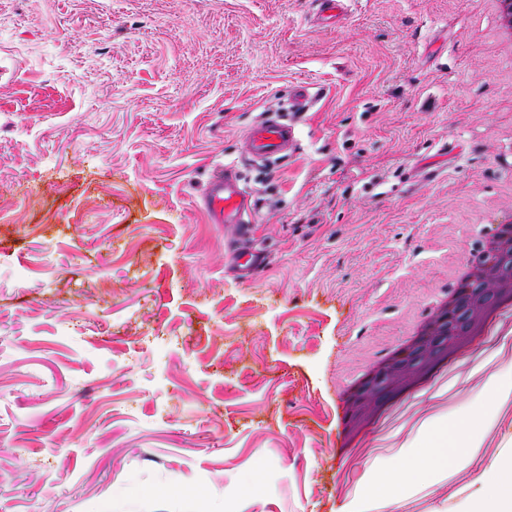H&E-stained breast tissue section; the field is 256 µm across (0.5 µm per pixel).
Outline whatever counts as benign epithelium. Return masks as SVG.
<instances>
[{
    "label": "benign epithelium",
    "mask_w": 512,
    "mask_h": 512,
    "mask_svg": "<svg viewBox=\"0 0 512 512\" xmlns=\"http://www.w3.org/2000/svg\"><path fill=\"white\" fill-rule=\"evenodd\" d=\"M506 228V233L499 236L493 256L478 268L475 283L461 290L459 303L431 318L425 332L410 347L351 393V419L369 416L380 398L411 380L438 353L457 348L464 340L459 330L477 323L496 294L512 292V271L504 272L499 260L501 256L512 259V226L508 224Z\"/></svg>",
    "instance_id": "1"
}]
</instances>
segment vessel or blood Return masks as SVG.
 <instances>
[{
	"label": "vessel or blood",
	"instance_id": "obj_1",
	"mask_svg": "<svg viewBox=\"0 0 512 512\" xmlns=\"http://www.w3.org/2000/svg\"><path fill=\"white\" fill-rule=\"evenodd\" d=\"M312 5L314 21L335 25L349 14L352 0H312ZM299 142L296 125L271 112L247 129L242 155L245 161L265 164L272 158L294 153ZM201 201L211 223L241 231L248 230L259 211L256 194L243 185L241 173L234 165L225 166L208 180ZM266 264V251L252 244L236 246L230 253L231 271L243 284L250 283Z\"/></svg>",
	"mask_w": 512,
	"mask_h": 512
}]
</instances>
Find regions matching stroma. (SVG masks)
<instances>
[{
  "mask_svg": "<svg viewBox=\"0 0 512 512\" xmlns=\"http://www.w3.org/2000/svg\"><path fill=\"white\" fill-rule=\"evenodd\" d=\"M300 85L298 152L244 161ZM224 164L260 200L249 285L201 208ZM511 215L493 0H355L336 26L311 0H0V512H461L512 484L355 493L434 413L512 453V310L336 457L344 386Z\"/></svg>",
  "mask_w": 512,
  "mask_h": 512,
  "instance_id": "1",
  "label": "stroma"
}]
</instances>
